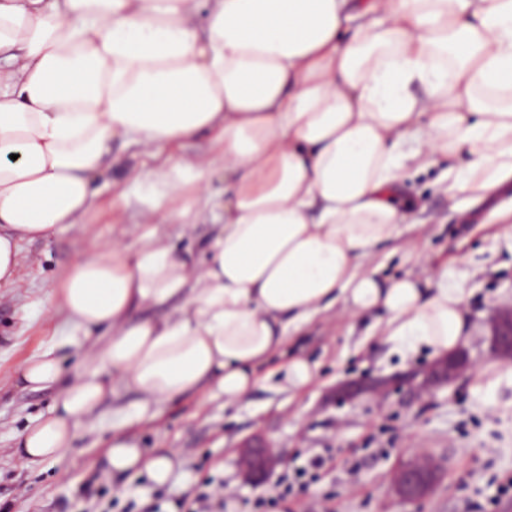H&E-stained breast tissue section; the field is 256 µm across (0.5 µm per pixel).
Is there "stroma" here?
I'll use <instances>...</instances> for the list:
<instances>
[{
    "mask_svg": "<svg viewBox=\"0 0 512 512\" xmlns=\"http://www.w3.org/2000/svg\"><path fill=\"white\" fill-rule=\"evenodd\" d=\"M465 161L461 154L406 169L405 190L416 209L402 235L371 257L381 277L409 271L427 280L444 269L464 288L469 368L455 383L427 384L437 362L428 348L369 337L375 317L339 305L259 367L261 383L245 400L228 406L209 393H191L141 420L133 414L139 394L120 387L104 414L90 420L84 439L57 464L34 470L19 458L15 435L48 409L53 394L18 387L16 370L49 346L69 369L88 349L83 336L66 335L61 312H50L51 286L79 254L116 240L136 245L144 229L133 183L156 160L113 142L85 223L22 242L19 280L0 287V508L130 512L153 503L160 512H185L198 492L220 485L224 512H512V496L495 500L498 485L512 479V360L489 353L492 318L512 310V223L486 221L495 207L512 203V194L478 203L464 194L448 197L447 172ZM294 356L315 366L313 381L300 391L280 380L281 366ZM116 433L151 452H176L179 467L161 486L143 475H107L105 494L86 497L83 486L104 473ZM258 438L282 461L254 485L242 477L240 450ZM317 456L327 464L316 477L294 480ZM420 459L439 466L438 478L427 495L407 503L394 491V476L403 463ZM289 479L292 493L275 500Z\"/></svg>",
    "mask_w": 512,
    "mask_h": 512,
    "instance_id": "stroma-1",
    "label": "stroma"
}]
</instances>
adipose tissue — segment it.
Segmentation results:
<instances>
[{
  "mask_svg": "<svg viewBox=\"0 0 512 512\" xmlns=\"http://www.w3.org/2000/svg\"><path fill=\"white\" fill-rule=\"evenodd\" d=\"M204 131L216 157L136 180L147 218L213 220L200 256L149 231L53 285L66 326L102 336L73 371L51 348L19 367L55 392L16 435L27 467L72 447L116 382L142 414L207 388L245 398L339 301L399 346L456 350L464 289L382 280L369 259L402 234L406 164L463 153L448 195L512 186V0H0V285L22 241L82 223L113 139L156 153ZM107 462L158 484L174 468L121 436Z\"/></svg>",
  "mask_w": 512,
  "mask_h": 512,
  "instance_id": "obj_1",
  "label": "adipose tissue"
}]
</instances>
